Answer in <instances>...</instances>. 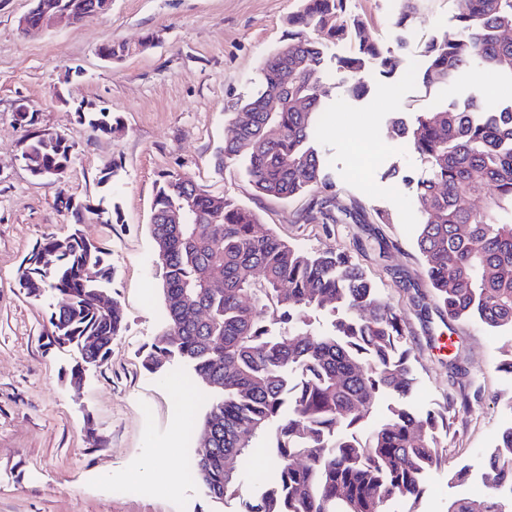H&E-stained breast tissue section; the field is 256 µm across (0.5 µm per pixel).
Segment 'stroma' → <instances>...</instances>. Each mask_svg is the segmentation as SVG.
<instances>
[{
  "mask_svg": "<svg viewBox=\"0 0 512 512\" xmlns=\"http://www.w3.org/2000/svg\"><path fill=\"white\" fill-rule=\"evenodd\" d=\"M33 0H0V512H232L183 473L202 453L186 439L215 398L176 360L160 373L142 356L165 328L164 271L149 224L160 182L191 179L231 198L281 239L306 249L343 250L366 270L406 322L416 375L409 400L419 414L446 413L447 461L429 475L417 500L393 512H448L478 500L485 457L512 417V374L496 370L512 352V333L469 322L447 327L415 248L422 222L410 182L424 176L417 155L396 139V119L469 98L512 103V78L477 67L445 84H426L427 44L458 26L456 0H422L411 23L397 27L402 0H345L366 35L395 56L392 73L369 66V90L353 97L338 60L345 42L325 44L326 117L316 145L331 171L330 210L351 208L335 223L313 221L311 197L257 195L239 167L216 172L231 102L254 94L267 57L288 40L299 0H112L111 10L72 26L21 30ZM130 46L119 60L110 43ZM110 112L118 128L105 135L78 117L79 106ZM35 115L21 124L19 108ZM57 132L73 146L62 184L31 177L20 161L29 130ZM91 204L118 205L112 224L76 223L60 193ZM388 222H380L379 214ZM81 231L112 268L107 294L125 314L109 358L71 382L76 348L50 344L51 294L26 295L18 270L37 242ZM386 242L379 250L378 242ZM480 388L468 411L448 399L460 380ZM466 469L474 485L454 481Z\"/></svg>",
  "mask_w": 512,
  "mask_h": 512,
  "instance_id": "stroma-1",
  "label": "stroma"
}]
</instances>
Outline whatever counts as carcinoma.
Returning a JSON list of instances; mask_svg holds the SVG:
<instances>
[{
	"mask_svg": "<svg viewBox=\"0 0 512 512\" xmlns=\"http://www.w3.org/2000/svg\"><path fill=\"white\" fill-rule=\"evenodd\" d=\"M83 18L99 0H63ZM288 18V42L270 55L254 95L231 106L215 168L239 164L254 190L287 200L335 192L314 144L321 114L325 57L322 44L346 40L339 60L354 95L367 91L366 70L391 73L395 61L365 34L362 19L344 0H300ZM458 29L430 42L423 78L445 84L473 65L512 77V0H457ZM296 71L286 99L265 111L280 65ZM97 131L111 132L112 113L82 112ZM394 134L427 165L416 180L423 221L416 249L448 326L467 321L490 331H512V105L490 107L479 99L420 112L412 124L398 119ZM73 145L59 135L31 132L20 159L32 176L61 182ZM482 200L474 208L471 201ZM64 207L109 223L118 210L94 208L67 197ZM186 214V223L171 220ZM149 230L157 263L165 270L166 327L143 365L157 373L174 358L220 394L200 425H191L209 449L191 468V480L208 496L239 502L235 512H391L415 500L425 475L445 459L444 415L422 416L406 399L416 378L406 325L363 268L345 251H308L259 224L258 215L234 201L207 194L180 175H169L152 207ZM112 268L102 250L81 233L44 238L19 271L27 295L50 293L55 310L50 335L76 346L85 367L101 366L124 327L117 301L99 306ZM331 317V331L314 319ZM392 397L387 417L365 441L346 432ZM258 448L274 456L276 472L255 494L241 493L243 464ZM490 495L480 505L459 500L448 512H512V423L497 435L485 463Z\"/></svg>",
	"mask_w": 512,
	"mask_h": 512,
	"instance_id": "obj_1",
	"label": "carcinoma"
}]
</instances>
